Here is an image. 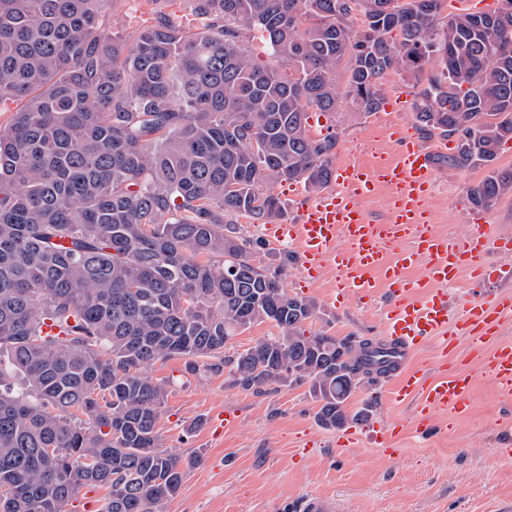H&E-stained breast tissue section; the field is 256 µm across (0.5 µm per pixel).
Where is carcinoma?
Returning <instances> with one entry per match:
<instances>
[{"instance_id":"1","label":"carcinoma","mask_w":512,"mask_h":512,"mask_svg":"<svg viewBox=\"0 0 512 512\" xmlns=\"http://www.w3.org/2000/svg\"><path fill=\"white\" fill-rule=\"evenodd\" d=\"M107 2L0 0V99L23 101L0 128V512H64L90 484L110 488L101 512H167L199 457L158 429L159 359L256 392L307 384L329 428L366 417L349 399L385 372L380 344L306 333L316 303L238 227L288 219L274 181H331L339 133L312 136L309 110L375 112L399 71L420 129L458 136L450 163L486 169L472 206L512 192V0H192L203 32L161 19L125 38L101 30ZM257 321L281 335L224 354Z\"/></svg>"}]
</instances>
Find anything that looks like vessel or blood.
I'll list each match as a JSON object with an SVG mask.
<instances>
[{"label": "vessel or blood", "instance_id": "1", "mask_svg": "<svg viewBox=\"0 0 512 512\" xmlns=\"http://www.w3.org/2000/svg\"><path fill=\"white\" fill-rule=\"evenodd\" d=\"M386 136L391 152L375 153L369 161H342L334 168V189L303 206L294 223L270 224L267 236L296 244L297 264L304 278H316L334 267L338 288L363 297L386 287L390 303L385 314L383 343L389 353V385L396 399L414 397V428L431 436L434 416L461 419L470 409L471 377L464 373L430 375L411 367L413 355L426 344L438 342L441 351L453 348L457 337H470L484 346L479 358L504 397H512V345L498 343L506 317L512 316V295L495 292L470 299L456 323L448 321V285L462 272L486 280L503 276L504 268L486 261L489 247L512 253V240H491L484 219L473 232L455 238L436 231L429 223L428 198L434 180L432 156L423 144L389 125ZM387 189L389 202L383 218L371 219L362 203L379 189ZM422 275H413L417 263ZM397 427L374 419L359 423L336 441L349 447L369 441L388 451Z\"/></svg>", "mask_w": 512, "mask_h": 512}]
</instances>
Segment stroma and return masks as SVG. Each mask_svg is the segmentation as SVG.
<instances>
[{
  "label": "stroma",
  "mask_w": 512,
  "mask_h": 512,
  "mask_svg": "<svg viewBox=\"0 0 512 512\" xmlns=\"http://www.w3.org/2000/svg\"><path fill=\"white\" fill-rule=\"evenodd\" d=\"M165 16L187 34L202 24L191 0H111L105 7V33L128 36ZM406 133L420 137L434 152L431 221L435 230L469 235L473 207L467 191L486 175L483 168L459 169L448 162L443 135L423 134L412 108L393 113ZM313 135L338 127L337 159L364 161L388 149L377 114L338 120L311 113ZM246 235L264 240L255 259L267 266L287 263L288 294L314 300L318 310L309 331L353 339L381 340L389 299L379 291L366 301L350 290H338L336 272L303 284L290 263L288 242L267 240L261 224H244ZM471 340L460 337L448 354V368L471 372V414L458 420L439 414L436 433L420 440L412 433L413 400H387L371 405L382 384L362 385L350 400V410L369 408L372 416L400 424L395 457L383 456L367 443L346 450L336 446V431L317 418L318 402L308 386L282 383L262 392L231 386L227 371L189 373L184 360L156 361L148 372L166 385L168 393L160 421L167 448L180 455L198 452L203 460L190 467L168 512H299L311 494L335 497L341 512H512V399L469 364ZM236 420L225 424V412Z\"/></svg>",
  "instance_id": "1"
}]
</instances>
